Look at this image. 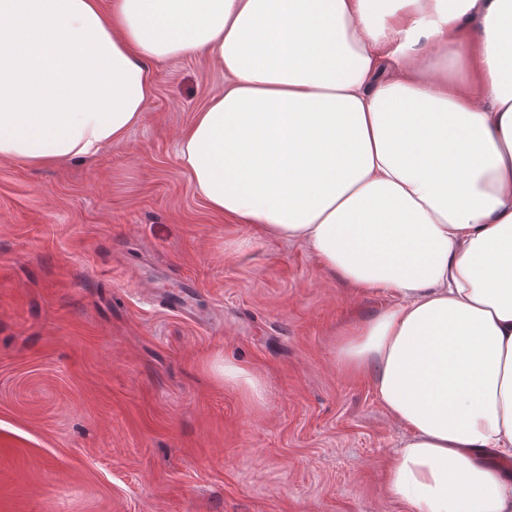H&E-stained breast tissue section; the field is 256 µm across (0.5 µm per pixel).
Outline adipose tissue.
Instances as JSON below:
<instances>
[{"mask_svg":"<svg viewBox=\"0 0 512 512\" xmlns=\"http://www.w3.org/2000/svg\"><path fill=\"white\" fill-rule=\"evenodd\" d=\"M198 51L195 191L399 298L337 350L407 431L391 491L512 512V0H0V158L120 143Z\"/></svg>","mask_w":512,"mask_h":512,"instance_id":"obj_1","label":"adipose tissue"}]
</instances>
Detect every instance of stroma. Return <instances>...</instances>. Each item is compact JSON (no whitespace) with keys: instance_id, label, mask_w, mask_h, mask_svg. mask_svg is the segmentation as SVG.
Masks as SVG:
<instances>
[{"instance_id":"1","label":"stroma","mask_w":512,"mask_h":512,"mask_svg":"<svg viewBox=\"0 0 512 512\" xmlns=\"http://www.w3.org/2000/svg\"><path fill=\"white\" fill-rule=\"evenodd\" d=\"M154 69L123 142L0 158V512H410L387 481L404 430L336 363L396 297L212 211L179 138L224 73L203 51ZM184 278L207 321L168 307ZM224 382H232L234 385L244 389L254 400L262 401V390L256 377L244 368L237 366H226L222 368Z\"/></svg>"}]
</instances>
